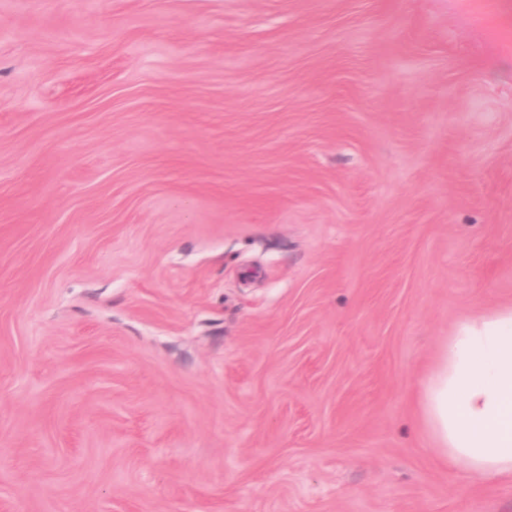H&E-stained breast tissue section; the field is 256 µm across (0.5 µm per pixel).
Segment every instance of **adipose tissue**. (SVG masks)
<instances>
[{"label":"adipose tissue","mask_w":512,"mask_h":512,"mask_svg":"<svg viewBox=\"0 0 512 512\" xmlns=\"http://www.w3.org/2000/svg\"><path fill=\"white\" fill-rule=\"evenodd\" d=\"M417 403L449 469L512 481V306L455 326L420 384Z\"/></svg>","instance_id":"adipose-tissue-1"}]
</instances>
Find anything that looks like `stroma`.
<instances>
[{
	"mask_svg": "<svg viewBox=\"0 0 512 512\" xmlns=\"http://www.w3.org/2000/svg\"><path fill=\"white\" fill-rule=\"evenodd\" d=\"M512 305V0H0V512H512L416 414Z\"/></svg>",
	"mask_w": 512,
	"mask_h": 512,
	"instance_id": "stroma-1",
	"label": "stroma"
}]
</instances>
